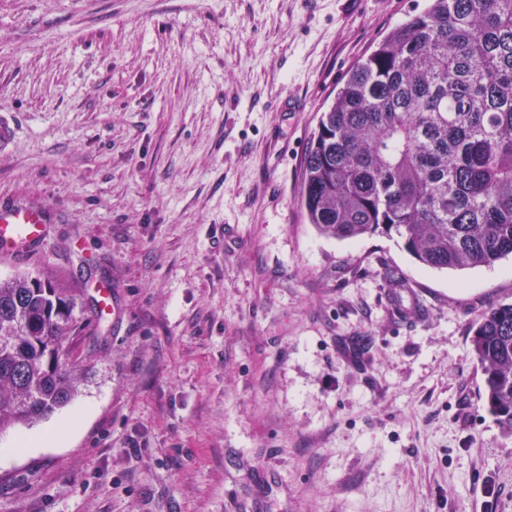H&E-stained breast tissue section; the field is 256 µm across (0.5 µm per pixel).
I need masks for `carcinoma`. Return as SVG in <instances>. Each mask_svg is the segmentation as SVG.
Here are the masks:
<instances>
[{
	"mask_svg": "<svg viewBox=\"0 0 512 512\" xmlns=\"http://www.w3.org/2000/svg\"><path fill=\"white\" fill-rule=\"evenodd\" d=\"M300 204L331 238L395 234L434 269L512 255V0H427L346 77L304 160ZM73 301L38 273L0 278V432L68 404L82 371ZM471 347L512 434V304Z\"/></svg>",
	"mask_w": 512,
	"mask_h": 512,
	"instance_id": "cac0c4a2",
	"label": "carcinoma"
}]
</instances>
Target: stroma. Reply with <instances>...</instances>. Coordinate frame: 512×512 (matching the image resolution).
I'll use <instances>...</instances> for the list:
<instances>
[{
	"mask_svg": "<svg viewBox=\"0 0 512 512\" xmlns=\"http://www.w3.org/2000/svg\"><path fill=\"white\" fill-rule=\"evenodd\" d=\"M424 5L0 0L19 123L0 202L51 217L0 276L68 289L85 372L0 444L93 408L65 444L0 454V512H512V436L471 351L512 303V256L428 268L394 236L326 237L300 204L321 113Z\"/></svg>",
	"mask_w": 512,
	"mask_h": 512,
	"instance_id": "obj_1",
	"label": "stroma"
}]
</instances>
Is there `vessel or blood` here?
I'll use <instances>...</instances> for the list:
<instances>
[{
	"mask_svg": "<svg viewBox=\"0 0 512 512\" xmlns=\"http://www.w3.org/2000/svg\"><path fill=\"white\" fill-rule=\"evenodd\" d=\"M50 216L45 208L28 202L0 203V254L21 256L38 247Z\"/></svg>",
	"mask_w": 512,
	"mask_h": 512,
	"instance_id": "obj_1",
	"label": "vessel or blood"
}]
</instances>
